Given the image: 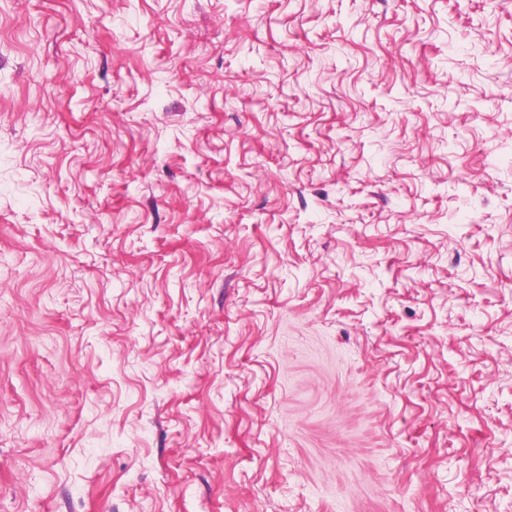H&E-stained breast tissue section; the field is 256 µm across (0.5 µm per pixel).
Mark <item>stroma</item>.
<instances>
[{
    "mask_svg": "<svg viewBox=\"0 0 512 512\" xmlns=\"http://www.w3.org/2000/svg\"><path fill=\"white\" fill-rule=\"evenodd\" d=\"M0 512H512V0H0Z\"/></svg>",
    "mask_w": 512,
    "mask_h": 512,
    "instance_id": "35a3bbf8",
    "label": "stroma"
}]
</instances>
